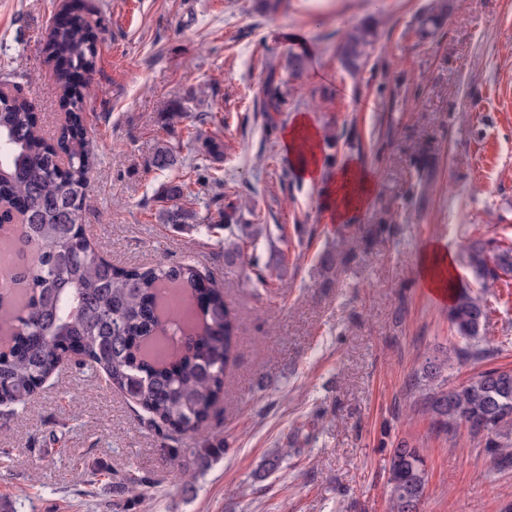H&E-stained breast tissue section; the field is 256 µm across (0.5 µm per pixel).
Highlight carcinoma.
I'll return each instance as SVG.
<instances>
[{"mask_svg": "<svg viewBox=\"0 0 512 512\" xmlns=\"http://www.w3.org/2000/svg\"><path fill=\"white\" fill-rule=\"evenodd\" d=\"M375 34L350 29L340 46L343 67L352 74L367 65ZM46 54L56 71L65 122L56 142L42 135L36 112L24 98L0 97V211L18 213V242L33 249L32 260L0 277V408L7 415L26 411L47 379L70 362L99 371L106 382L126 392L152 429L199 434L206 430L224 398L225 375L236 359L240 338L237 314L224 291L204 283L192 263L159 261L147 268L118 267L106 261L86 239L82 213L87 207L89 173L95 161L84 136L85 96L73 80L91 74L100 54L99 38L82 17L54 28ZM288 103L279 83L263 91V111L281 112ZM201 153L221 160L215 139L192 132ZM177 162L175 150L156 148L150 167L163 171ZM186 183H172L167 198L177 205L164 213L168 224H187L196 213L179 205ZM224 230V262L240 259L247 245L243 224H199L205 235ZM466 264L487 283L512 276V245L472 241ZM448 320L466 343L478 341L486 307L471 289L451 285ZM448 359L426 362L424 377L436 380ZM423 406L438 428L463 424L474 434L488 433L487 447L500 460L497 438L512 434V370L492 368L473 381L423 394ZM393 512H419L427 472L416 448L400 446L388 461Z\"/></svg>", "mask_w": 512, "mask_h": 512, "instance_id": "cac0c4a2", "label": "carcinoma"}]
</instances>
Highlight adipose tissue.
<instances>
[{
  "label": "adipose tissue",
  "instance_id": "ef3b65f1",
  "mask_svg": "<svg viewBox=\"0 0 512 512\" xmlns=\"http://www.w3.org/2000/svg\"><path fill=\"white\" fill-rule=\"evenodd\" d=\"M283 147L289 158L297 162L299 175L307 182H318L324 161L318 132L308 116H299L283 134ZM374 190V178L354 164L339 169L323 193V208L333 223L347 221L362 211ZM421 278L430 292L450 301V285L456 277L455 258L440 243L428 242L418 258Z\"/></svg>",
  "mask_w": 512,
  "mask_h": 512
}]
</instances>
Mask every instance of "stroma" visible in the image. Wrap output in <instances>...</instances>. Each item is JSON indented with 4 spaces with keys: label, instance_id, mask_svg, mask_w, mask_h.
I'll return each instance as SVG.
<instances>
[{
    "label": "stroma",
    "instance_id": "1",
    "mask_svg": "<svg viewBox=\"0 0 512 512\" xmlns=\"http://www.w3.org/2000/svg\"><path fill=\"white\" fill-rule=\"evenodd\" d=\"M434 0H0V86L27 98L46 138L64 113L51 28L76 14L99 24L100 56L81 75L89 94L86 141L95 157L85 232L118 266L192 262L222 285L238 316L240 346L224 400L203 435L148 428L103 375L72 364L28 412L0 415V503L13 512H391L388 458L420 450L427 485L420 512H512V464L486 435L440 431L413 378L426 360H449L446 384L512 368V279L475 281L470 241L512 243V0H447L439 27L417 16ZM377 33L363 72L338 58L347 27ZM306 53L296 75L289 54ZM287 81L284 111L266 117L262 89ZM187 103L224 144L210 164L169 118ZM321 133L353 124L326 147L321 183L305 182L282 148L299 115ZM175 167L149 162L159 144ZM353 162L375 190L351 221L331 223L324 184ZM185 206L209 224L269 225L270 236L224 263V236L164 223L165 187L194 173ZM237 210L225 215V186ZM436 240L454 253L458 280L487 307L478 355L448 307L425 288L417 259ZM337 262L325 270L321 258ZM259 263L265 283L253 278ZM221 447L207 469L205 448ZM181 453L174 465L172 450ZM288 457L269 477L263 460ZM139 491L124 489L128 471Z\"/></svg>",
    "mask_w": 512,
    "mask_h": 512
}]
</instances>
